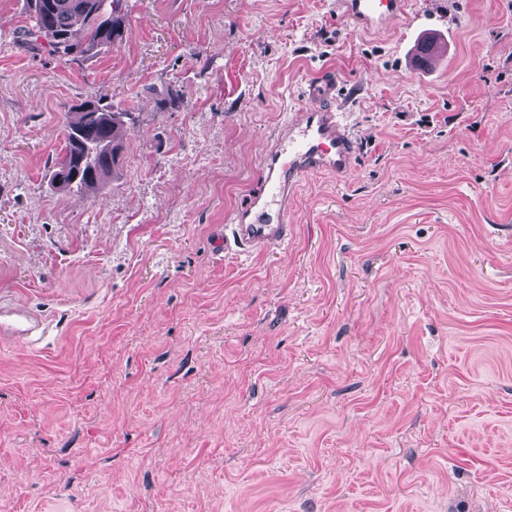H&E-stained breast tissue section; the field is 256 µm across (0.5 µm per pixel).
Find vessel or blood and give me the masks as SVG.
Returning <instances> with one entry per match:
<instances>
[{"instance_id":"vessel-or-blood-1","label":"vessel or blood","mask_w":512,"mask_h":512,"mask_svg":"<svg viewBox=\"0 0 512 512\" xmlns=\"http://www.w3.org/2000/svg\"><path fill=\"white\" fill-rule=\"evenodd\" d=\"M407 5L408 0H336L337 11L367 30L389 26ZM334 91L331 77L312 86L304 106L266 152L257 190L229 218L240 252L287 243L288 201L308 175L330 172L342 178L352 172L353 144L337 120Z\"/></svg>"}]
</instances>
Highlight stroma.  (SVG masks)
<instances>
[{
  "label": "stroma",
  "mask_w": 512,
  "mask_h": 512,
  "mask_svg": "<svg viewBox=\"0 0 512 512\" xmlns=\"http://www.w3.org/2000/svg\"><path fill=\"white\" fill-rule=\"evenodd\" d=\"M61 56L0 0V512H512V0H124ZM446 53L414 69L418 42ZM355 148L214 246L308 83ZM125 113L61 192L64 115ZM407 0H336V11L363 29L384 28L406 12Z\"/></svg>",
  "instance_id": "35a3bbf8"
}]
</instances>
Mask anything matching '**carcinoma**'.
Returning a JSON list of instances; mask_svg holds the SVG:
<instances>
[{
    "label": "carcinoma",
    "instance_id": "carcinoma-1",
    "mask_svg": "<svg viewBox=\"0 0 512 512\" xmlns=\"http://www.w3.org/2000/svg\"><path fill=\"white\" fill-rule=\"evenodd\" d=\"M31 11L35 23L28 35L47 39L62 56L114 44L126 23L122 0H35ZM85 105L68 112L65 152L50 174L53 182L63 178L68 192L96 188L114 173L127 132L120 113L97 104L98 115L91 117Z\"/></svg>",
    "mask_w": 512,
    "mask_h": 512
}]
</instances>
